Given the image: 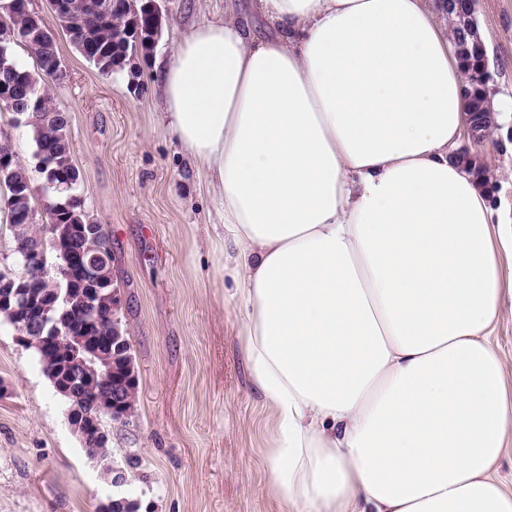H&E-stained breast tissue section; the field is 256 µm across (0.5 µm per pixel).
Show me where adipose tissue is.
Listing matches in <instances>:
<instances>
[{"label":"adipose tissue","instance_id":"1","mask_svg":"<svg viewBox=\"0 0 512 512\" xmlns=\"http://www.w3.org/2000/svg\"><path fill=\"white\" fill-rule=\"evenodd\" d=\"M162 120L223 208L270 459L295 512H512L501 234L452 154L464 74L428 0H226Z\"/></svg>","mask_w":512,"mask_h":512}]
</instances>
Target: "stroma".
<instances>
[{"label":"stroma","mask_w":512,"mask_h":512,"mask_svg":"<svg viewBox=\"0 0 512 512\" xmlns=\"http://www.w3.org/2000/svg\"><path fill=\"white\" fill-rule=\"evenodd\" d=\"M154 50L135 56L144 91L128 72L102 77L59 37L64 80L47 79L70 120L78 193L112 243L120 317L138 377L135 417L106 423L115 465H141L114 489L85 453L68 401L35 349L0 319V512H98L114 492L140 512H291L273 489L278 443L268 401L246 361L244 315L233 293L218 202L160 120V69L183 28L224 16V0H163ZM493 96L512 99V0H477ZM500 221L512 227V116L478 148Z\"/></svg>","instance_id":"1"}]
</instances>
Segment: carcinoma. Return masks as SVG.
Segmentation results:
<instances>
[{"instance_id":"cac0c4a2","label":"carcinoma","mask_w":512,"mask_h":512,"mask_svg":"<svg viewBox=\"0 0 512 512\" xmlns=\"http://www.w3.org/2000/svg\"><path fill=\"white\" fill-rule=\"evenodd\" d=\"M15 6L7 14L8 20L0 19V45L10 48L16 46L25 32L33 29L31 13L23 6L24 0H14ZM115 13L120 27L105 26L91 23L87 26L81 40L84 59L103 77H110L130 65L133 56L140 51L139 46L131 39L122 36L123 28L146 29L153 24V18L144 7L145 0H113ZM29 55L35 59L37 67L44 71L51 67L53 58L58 54L54 41L35 40L24 44ZM467 79L466 97L469 110L481 104L486 96V83L489 73L479 52L469 50L458 52ZM16 77L13 84L6 90L8 97L15 104L4 103L10 111L16 107L25 108L28 128L40 154L49 164L55 179L69 174L73 175L71 186L59 192L52 187L44 189L52 193L58 203L53 213H44L45 221L41 223H22L18 214L35 210L34 199L36 189L34 178L27 167L19 161L0 168V191L3 192L8 221L13 229L15 260H22L44 234L48 224H70L75 233L69 239V248L76 250L87 259L97 263L99 281L91 284L95 288V304L99 321L94 327V335L112 340V352L120 358L118 370L112 376L101 377L96 384V391L84 395L77 391H68L65 398L70 405L80 408L88 416L102 420L108 416L102 403L112 401V394L122 393L121 408L118 416L112 420L128 424L135 412L136 389L138 387L127 330L120 317H111V312L118 304L113 293L112 253L100 254L98 245L107 237L103 225L94 221L85 209L83 200L77 195L78 169L71 161V148L68 137L69 120L65 113L59 112L52 104L49 89L39 86L34 74L18 60H13ZM88 286L79 282H65L53 275L39 280L38 287L33 289L35 295L51 304L48 319L51 321L64 317L65 310H79L84 306V296ZM47 329L32 327L26 332L22 343L36 350L43 371L53 386L67 391L68 375L77 371L71 363V346L66 339L47 343ZM109 436L102 435L87 443L86 453L103 465L106 475L111 477L112 485L126 483V468L111 463ZM140 503L122 494L112 497L111 503L100 506L98 512H139Z\"/></svg>"}]
</instances>
